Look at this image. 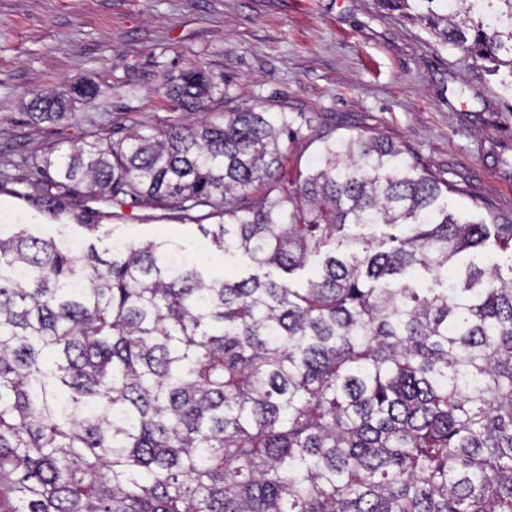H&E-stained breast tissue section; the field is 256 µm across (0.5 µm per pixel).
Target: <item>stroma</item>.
Returning a JSON list of instances; mask_svg holds the SVG:
<instances>
[{
    "label": "stroma",
    "instance_id": "obj_1",
    "mask_svg": "<svg viewBox=\"0 0 512 512\" xmlns=\"http://www.w3.org/2000/svg\"><path fill=\"white\" fill-rule=\"evenodd\" d=\"M192 67L226 92L213 111L247 105L302 112L325 129L377 130L459 186L452 209L512 219V100L461 51L436 47L379 0H0V174L27 177V158L59 137L183 120L162 85ZM76 84L105 89L66 104L77 120L27 116V92ZM122 213L92 237L0 195L5 232L21 226L101 249L156 240L216 276L254 271L214 250L194 222L146 206Z\"/></svg>",
    "mask_w": 512,
    "mask_h": 512
}]
</instances>
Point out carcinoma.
<instances>
[{"label":"carcinoma","mask_w":512,"mask_h":512,"mask_svg":"<svg viewBox=\"0 0 512 512\" xmlns=\"http://www.w3.org/2000/svg\"><path fill=\"white\" fill-rule=\"evenodd\" d=\"M380 2L512 96V0ZM218 89L190 69L165 95L203 112ZM304 129L315 153L287 179ZM34 168L33 191L0 193L90 232L112 216L92 201L205 209L203 235L256 272L0 235V512H512V263L455 272L512 257V219L450 211L411 146L246 107L87 131ZM313 257L302 286L272 275Z\"/></svg>","instance_id":"carcinoma-1"}]
</instances>
